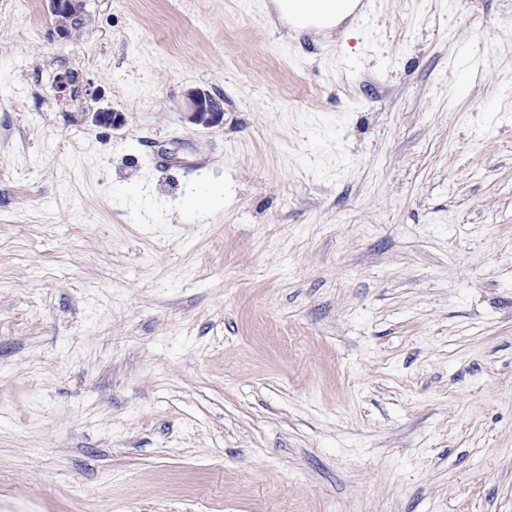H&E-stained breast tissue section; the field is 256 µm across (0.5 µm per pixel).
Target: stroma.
Listing matches in <instances>:
<instances>
[{
    "mask_svg": "<svg viewBox=\"0 0 512 512\" xmlns=\"http://www.w3.org/2000/svg\"><path fill=\"white\" fill-rule=\"evenodd\" d=\"M86 11L0 0V512H512V0ZM48 9L55 22V34L70 39L87 23L84 0H49ZM312 18L307 24H330L331 27L346 19L357 7L350 0H310ZM190 97L194 105L193 118L196 122L206 125L215 123L222 114L217 98L206 90L191 91Z\"/></svg>",
    "mask_w": 512,
    "mask_h": 512,
    "instance_id": "1",
    "label": "stroma"
}]
</instances>
